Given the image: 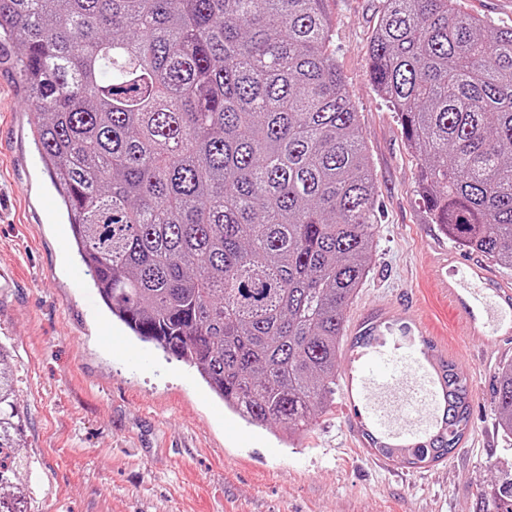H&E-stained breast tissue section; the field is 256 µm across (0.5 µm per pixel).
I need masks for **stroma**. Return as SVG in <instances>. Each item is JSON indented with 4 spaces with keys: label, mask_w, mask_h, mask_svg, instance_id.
<instances>
[{
    "label": "stroma",
    "mask_w": 512,
    "mask_h": 512,
    "mask_svg": "<svg viewBox=\"0 0 512 512\" xmlns=\"http://www.w3.org/2000/svg\"><path fill=\"white\" fill-rule=\"evenodd\" d=\"M336 65L360 115L375 178L370 270L347 317L392 306L422 319L431 362L468 377L469 424L448 458L411 467L368 448L360 349L345 333L330 406L309 432L248 425L187 364L138 341L102 302L71 242L42 163L33 115L0 41V341L12 356L28 512H478L480 492L512 473V436L495 393L512 344L462 336L435 283L433 247L458 249L420 209L419 164L372 84L369 39L383 0H327Z\"/></svg>",
    "instance_id": "obj_1"
}]
</instances>
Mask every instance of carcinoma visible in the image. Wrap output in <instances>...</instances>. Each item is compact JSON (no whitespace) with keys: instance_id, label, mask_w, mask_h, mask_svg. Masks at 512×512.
Masks as SVG:
<instances>
[{"instance_id":"carcinoma-1","label":"carcinoma","mask_w":512,"mask_h":512,"mask_svg":"<svg viewBox=\"0 0 512 512\" xmlns=\"http://www.w3.org/2000/svg\"><path fill=\"white\" fill-rule=\"evenodd\" d=\"M325 3L0 0L103 303L249 424L291 437L336 391L345 309L374 249V181ZM368 66L421 161L428 223L512 268V26L458 0H384ZM8 358L0 343V512H27ZM441 367L446 417L409 465L463 438L467 378ZM496 401L512 435V364ZM482 502L512 512V477Z\"/></svg>"}]
</instances>
